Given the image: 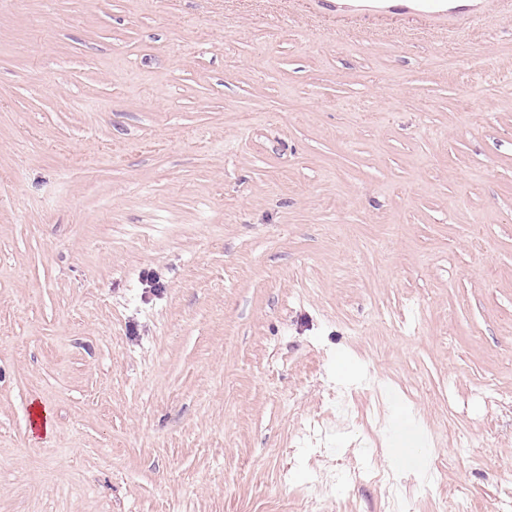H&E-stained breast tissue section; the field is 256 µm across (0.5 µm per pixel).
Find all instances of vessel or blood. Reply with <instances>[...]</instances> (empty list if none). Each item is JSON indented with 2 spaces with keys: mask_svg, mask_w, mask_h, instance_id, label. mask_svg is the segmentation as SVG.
<instances>
[{
  "mask_svg": "<svg viewBox=\"0 0 512 512\" xmlns=\"http://www.w3.org/2000/svg\"><path fill=\"white\" fill-rule=\"evenodd\" d=\"M498 0H361L350 7L344 0H317L319 8L353 13L368 17L415 15L430 20L445 18L449 21H467L483 17Z\"/></svg>",
  "mask_w": 512,
  "mask_h": 512,
  "instance_id": "obj_1",
  "label": "vessel or blood"
}]
</instances>
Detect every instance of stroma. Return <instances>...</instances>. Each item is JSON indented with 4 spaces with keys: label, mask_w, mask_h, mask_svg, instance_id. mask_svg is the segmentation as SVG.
Listing matches in <instances>:
<instances>
[{
    "label": "stroma",
    "mask_w": 512,
    "mask_h": 512,
    "mask_svg": "<svg viewBox=\"0 0 512 512\" xmlns=\"http://www.w3.org/2000/svg\"><path fill=\"white\" fill-rule=\"evenodd\" d=\"M395 458L512 512V0H0V512H389L336 474ZM360 5L342 1L317 0L319 8L336 12H353L368 17L415 15L430 20L448 18V22L483 17L490 6L500 0H364Z\"/></svg>",
    "instance_id": "obj_1"
}]
</instances>
